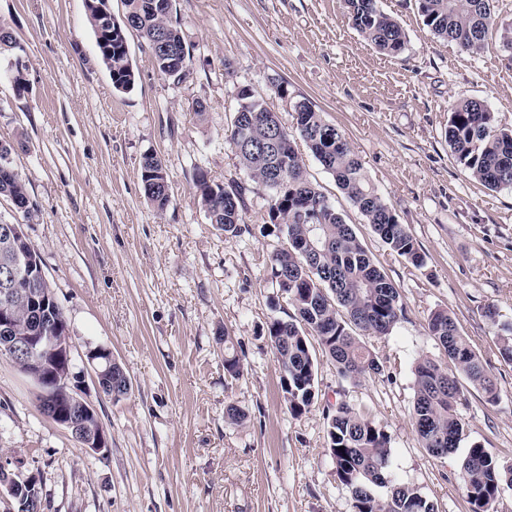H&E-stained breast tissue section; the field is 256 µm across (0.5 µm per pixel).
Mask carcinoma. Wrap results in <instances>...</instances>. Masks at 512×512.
<instances>
[{
    "label": "carcinoma",
    "mask_w": 512,
    "mask_h": 512,
    "mask_svg": "<svg viewBox=\"0 0 512 512\" xmlns=\"http://www.w3.org/2000/svg\"><path fill=\"white\" fill-rule=\"evenodd\" d=\"M496 0H418L424 24L437 38L477 54L496 30L502 49L512 54V24L497 21ZM122 15L135 19V32L147 43L155 67L174 83L185 79L191 48L180 23L172 19L174 0H123ZM351 26L378 51L402 53L406 38L399 23L379 6V0H344ZM103 0H86L87 18L94 34L104 30ZM99 56L119 92L131 90L135 71L123 41L98 49ZM238 97L256 111L244 125L232 117L227 140L251 181L271 192L268 216L285 241L270 256L272 276L292 312L267 325L266 336L282 373V390L294 417L309 411L316 396L317 360L309 337L317 338L322 353L337 372L358 379L381 370L377 355L361 341L362 335L386 336L405 316L398 289L356 237L352 227L328 198L305 176V163L296 145L274 148V137L293 140L277 115L255 100L243 87ZM296 131L311 155L331 174L338 188L371 224L392 254L418 268L425 255L406 227L372 185L345 134L329 123L308 101L295 108ZM246 135L250 146L239 147ZM448 147L456 161L490 190L512 189V129L497 125L494 113L481 99L457 102L448 116ZM13 168L9 145L0 146V196L26 203L27 186L20 175L6 176ZM141 184L145 198L157 212L166 210L169 198L162 161L144 156ZM195 184L210 223L227 236L241 231L247 186L213 183L197 169ZM429 334L442 348L446 360H419L414 367L415 396L412 422L427 453L443 458L456 452L464 424L458 413L463 383L482 392L494 403L498 389L483 360L444 309L428 320ZM498 346L501 358L512 363V324L503 327ZM224 372L241 375V361L231 352L224 333ZM328 453L336 480L351 496V512H435L434 504L415 485L389 475L390 436L385 427L355 405L341 401L327 415ZM459 485L469 512H494L498 498L512 491V463L493 457L474 444L460 466ZM384 488L386 492L378 493Z\"/></svg>",
    "instance_id": "carcinoma-1"
}]
</instances>
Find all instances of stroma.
I'll return each mask as SVG.
<instances>
[{
	"label": "stroma",
	"instance_id": "1",
	"mask_svg": "<svg viewBox=\"0 0 512 512\" xmlns=\"http://www.w3.org/2000/svg\"><path fill=\"white\" fill-rule=\"evenodd\" d=\"M406 47L385 55L352 28L342 0H175L192 48L180 83L156 69L146 44L128 34L134 88L116 91L100 60L85 0H0V25L22 45L29 92L16 97L0 59V142L24 138L13 165L33 204L30 219L0 199V219L23 223L64 312L74 370L109 434L105 458L78 446L47 418L36 388L0 355V457L39 476L44 512H350L334 477L325 411L358 405L391 437V470L418 486L438 512H467L461 453L422 448L411 419L412 366L444 354L427 331L445 309L492 374L496 403L464 386L466 443L512 460V364L498 356L495 305L512 323V190L492 191L463 170L448 147V112L460 99L487 100L512 127V56L491 39L469 54L435 38L417 0H379ZM249 88L295 128L309 100L345 134L372 184L426 256L424 268L392 255L313 157L306 175L334 204L398 288L406 317L368 339L383 370L357 381L318 356V399L292 416L267 324L289 306L271 280L282 243L262 234L268 190L250 182L224 131ZM203 102V119L193 116ZM165 166L170 203L146 200L141 161ZM248 185L243 231L210 224L194 187ZM243 364L224 374L223 331ZM111 349L131 380L118 401L98 392L90 348ZM247 414L224 420L225 403Z\"/></svg>",
	"mask_w": 512,
	"mask_h": 512
}]
</instances>
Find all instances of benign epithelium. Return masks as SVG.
<instances>
[{
  "instance_id": "benign-epithelium-1",
  "label": "benign epithelium",
  "mask_w": 512,
  "mask_h": 512,
  "mask_svg": "<svg viewBox=\"0 0 512 512\" xmlns=\"http://www.w3.org/2000/svg\"><path fill=\"white\" fill-rule=\"evenodd\" d=\"M0 235L16 252L17 267L13 277L26 281L24 288H12L0 284V350L10 354L13 363L25 368L41 389L38 403L42 413L65 427L79 446L98 456L108 451V435L93 405L73 382L70 346L65 344L60 326L33 327L19 320L14 304L24 303L38 316L51 317L52 307L57 305L54 295L45 288L46 276L38 254L25 240L23 225L6 224ZM88 360L95 363L94 381L100 393L113 400L126 396L131 381L122 374L112 378V372L121 366L112 359V352L97 346L87 352ZM21 476L19 462L10 458L0 460V501L6 510H13V481Z\"/></svg>"
}]
</instances>
